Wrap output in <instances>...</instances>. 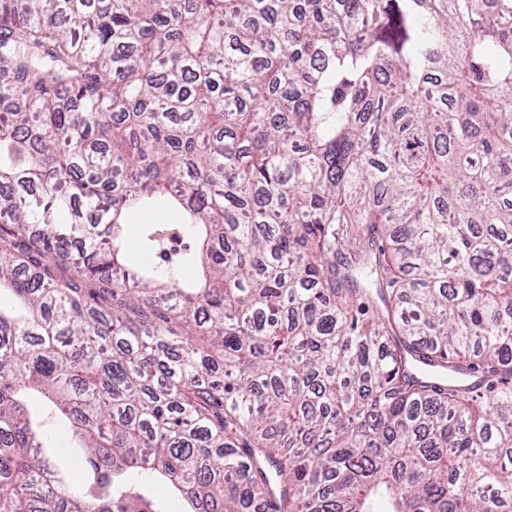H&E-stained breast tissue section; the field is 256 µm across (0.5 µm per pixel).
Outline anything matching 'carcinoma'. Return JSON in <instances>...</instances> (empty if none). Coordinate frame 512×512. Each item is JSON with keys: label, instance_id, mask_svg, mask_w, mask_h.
<instances>
[{"label": "carcinoma", "instance_id": "cac0c4a2", "mask_svg": "<svg viewBox=\"0 0 512 512\" xmlns=\"http://www.w3.org/2000/svg\"><path fill=\"white\" fill-rule=\"evenodd\" d=\"M1 102L0 512H512V0H0ZM30 404L33 409L41 413L42 418L45 420V428L53 446L59 448L66 455L61 459L69 461L73 467H76L79 461L77 455L80 453V448H70L73 442V435L70 429L52 416V412L47 408L46 400L40 396L33 395Z\"/></svg>", "mask_w": 512, "mask_h": 512}]
</instances>
